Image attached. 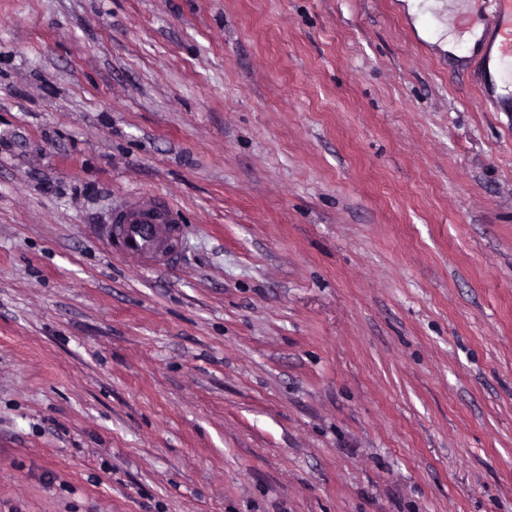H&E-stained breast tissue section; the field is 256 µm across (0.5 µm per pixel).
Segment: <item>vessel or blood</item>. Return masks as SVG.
Wrapping results in <instances>:
<instances>
[{
  "label": "vessel or blood",
  "instance_id": "vessel-or-blood-1",
  "mask_svg": "<svg viewBox=\"0 0 512 512\" xmlns=\"http://www.w3.org/2000/svg\"><path fill=\"white\" fill-rule=\"evenodd\" d=\"M487 7L489 33L497 45L496 65L506 77L512 75V0H487ZM99 241L135 266L160 265L179 244V220L164 199L150 194L129 197L114 207Z\"/></svg>",
  "mask_w": 512,
  "mask_h": 512
}]
</instances>
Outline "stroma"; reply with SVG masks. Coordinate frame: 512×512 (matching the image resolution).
<instances>
[{
	"label": "stroma",
	"instance_id": "obj_1",
	"mask_svg": "<svg viewBox=\"0 0 512 512\" xmlns=\"http://www.w3.org/2000/svg\"><path fill=\"white\" fill-rule=\"evenodd\" d=\"M451 22L0 0V512H512V95ZM177 213L164 199L142 194L118 203L103 224L99 241L111 254L136 267L165 264L180 241Z\"/></svg>",
	"mask_w": 512,
	"mask_h": 512
}]
</instances>
